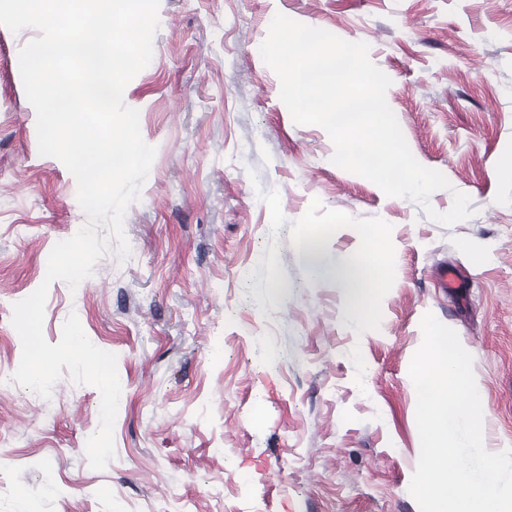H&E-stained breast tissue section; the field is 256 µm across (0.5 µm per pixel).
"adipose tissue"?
Wrapping results in <instances>:
<instances>
[{
    "mask_svg": "<svg viewBox=\"0 0 512 512\" xmlns=\"http://www.w3.org/2000/svg\"><path fill=\"white\" fill-rule=\"evenodd\" d=\"M389 271L388 257L371 251L352 254L326 270L328 276L344 289L352 309L359 311L367 321L377 310L379 290Z\"/></svg>",
    "mask_w": 512,
    "mask_h": 512,
    "instance_id": "1",
    "label": "adipose tissue"
}]
</instances>
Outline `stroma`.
Segmentation results:
<instances>
[{
  "mask_svg": "<svg viewBox=\"0 0 512 512\" xmlns=\"http://www.w3.org/2000/svg\"><path fill=\"white\" fill-rule=\"evenodd\" d=\"M369 44L408 147L474 211L451 226L332 163L295 124L259 51L276 14ZM150 64L126 86L156 155L110 249L77 289L51 284L43 333L77 314L117 357L115 456L89 467L101 395L58 380L0 391V512H419L409 376L433 314L473 357L484 445L512 448V0H160ZM0 26V372L13 306L86 221L64 164L38 151L19 52ZM387 231L391 271L361 325L332 264ZM466 275L440 288L437 270Z\"/></svg>",
  "mask_w": 512,
  "mask_h": 512,
  "instance_id": "stroma-1",
  "label": "stroma"
}]
</instances>
